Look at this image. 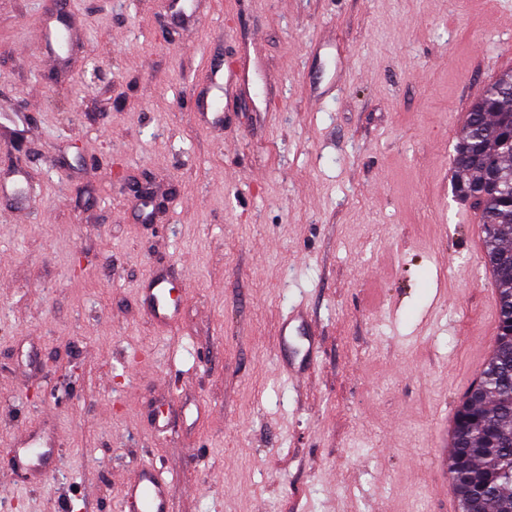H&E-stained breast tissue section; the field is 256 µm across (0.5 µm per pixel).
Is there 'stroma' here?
<instances>
[{
	"mask_svg": "<svg viewBox=\"0 0 512 512\" xmlns=\"http://www.w3.org/2000/svg\"><path fill=\"white\" fill-rule=\"evenodd\" d=\"M54 2L0 0V512H122L150 461L173 512H441L497 330L453 155L512 70V0H181L184 30L168 0H67L56 55ZM243 62L205 127L208 64ZM161 273L167 329L138 300ZM295 308L317 353L292 380ZM49 432L55 466L16 469Z\"/></svg>",
	"mask_w": 512,
	"mask_h": 512,
	"instance_id": "1",
	"label": "stroma"
}]
</instances>
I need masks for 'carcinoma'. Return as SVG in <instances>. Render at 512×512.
<instances>
[{"label":"carcinoma","instance_id":"carcinoma-1","mask_svg":"<svg viewBox=\"0 0 512 512\" xmlns=\"http://www.w3.org/2000/svg\"><path fill=\"white\" fill-rule=\"evenodd\" d=\"M502 154L488 181L484 159ZM454 190L483 225V259L492 269L498 326L492 355L454 415L448 481L457 512H512V70L472 104L456 145Z\"/></svg>","mask_w":512,"mask_h":512}]
</instances>
